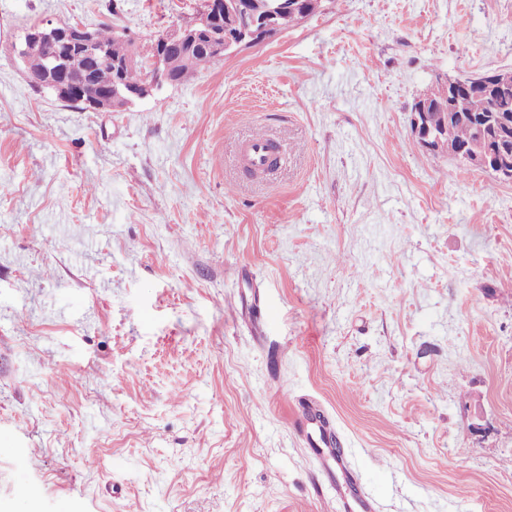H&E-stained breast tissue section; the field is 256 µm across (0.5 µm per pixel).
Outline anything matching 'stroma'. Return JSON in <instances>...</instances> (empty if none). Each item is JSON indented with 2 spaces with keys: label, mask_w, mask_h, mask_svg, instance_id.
I'll return each mask as SVG.
<instances>
[{
  "label": "stroma",
  "mask_w": 512,
  "mask_h": 512,
  "mask_svg": "<svg viewBox=\"0 0 512 512\" xmlns=\"http://www.w3.org/2000/svg\"><path fill=\"white\" fill-rule=\"evenodd\" d=\"M198 3L0 0V512H336L321 425L377 512H512V183L410 125L512 0H323L122 112L14 51ZM269 140L265 137H256L248 141L242 148L240 159L245 167L260 171L269 163Z\"/></svg>",
  "instance_id": "35a3bbf8"
}]
</instances>
